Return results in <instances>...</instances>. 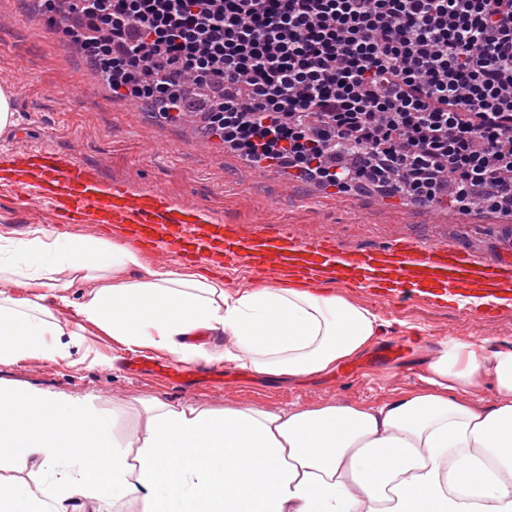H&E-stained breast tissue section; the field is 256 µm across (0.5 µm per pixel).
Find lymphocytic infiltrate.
<instances>
[{"label":"lymphocytic infiltrate","instance_id":"obj_1","mask_svg":"<svg viewBox=\"0 0 512 512\" xmlns=\"http://www.w3.org/2000/svg\"><path fill=\"white\" fill-rule=\"evenodd\" d=\"M113 92L250 161L512 214V0H44Z\"/></svg>","mask_w":512,"mask_h":512}]
</instances>
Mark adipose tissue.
Wrapping results in <instances>:
<instances>
[{
  "instance_id": "obj_1",
  "label": "adipose tissue",
  "mask_w": 512,
  "mask_h": 512,
  "mask_svg": "<svg viewBox=\"0 0 512 512\" xmlns=\"http://www.w3.org/2000/svg\"><path fill=\"white\" fill-rule=\"evenodd\" d=\"M67 306L76 322L57 318ZM87 324L129 348L288 381L361 355L380 327L340 295L230 292L94 236L0 232V365L72 362ZM200 331L223 344L189 343ZM427 369L430 391L369 408L217 414L152 399L143 426L124 434L87 399L0 382V464L39 472L0 478V512H119L130 501L136 512H512V350L451 338ZM486 379L496 405L457 401Z\"/></svg>"
}]
</instances>
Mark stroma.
Here are the masks:
<instances>
[{
  "label": "stroma",
  "instance_id": "obj_1",
  "mask_svg": "<svg viewBox=\"0 0 512 512\" xmlns=\"http://www.w3.org/2000/svg\"><path fill=\"white\" fill-rule=\"evenodd\" d=\"M2 83L13 92L16 124L0 133V151L21 131L35 146L96 166L104 181L125 183L135 193L161 189L175 203L204 205L222 223L287 224L307 235L336 236L350 247L410 236L490 256L497 225L508 221L500 213L423 211L398 196L340 192L282 167L263 173L250 168L222 139L190 130L182 116L153 114L145 104L104 89L73 41L30 0H0ZM36 226L54 230L50 208L0 193V232L21 239ZM321 291L371 309L381 322L370 349L326 374L288 383L227 362L222 372L199 373L183 385L171 382L165 370L141 378L121 363L125 346L90 326L74 350L75 365L45 360L0 365V379L91 397L98 409L117 412V428L126 433L142 424L143 403L153 398L216 410L376 407L426 390L425 351L448 337L490 338L495 348L512 349V316L488 326L454 308L417 300L379 305L351 285L329 284Z\"/></svg>",
  "mask_w": 512,
  "mask_h": 512
}]
</instances>
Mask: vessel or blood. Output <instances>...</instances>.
I'll list each match as a JSON object with an SVG mask.
<instances>
[{
	"mask_svg": "<svg viewBox=\"0 0 512 512\" xmlns=\"http://www.w3.org/2000/svg\"><path fill=\"white\" fill-rule=\"evenodd\" d=\"M0 185L22 201L48 204L60 223L116 228L162 258L201 262L220 270L241 266L306 286L362 288L375 301L452 302L495 320L512 310V224L498 227L496 256L395 236L369 248L345 247L336 237H312L285 224H223L200 204L173 203L160 190L131 192L104 182L96 167L70 154L17 141L0 153Z\"/></svg>",
	"mask_w": 512,
	"mask_h": 512,
	"instance_id": "obj_1",
	"label": "vessel or blood"
}]
</instances>
